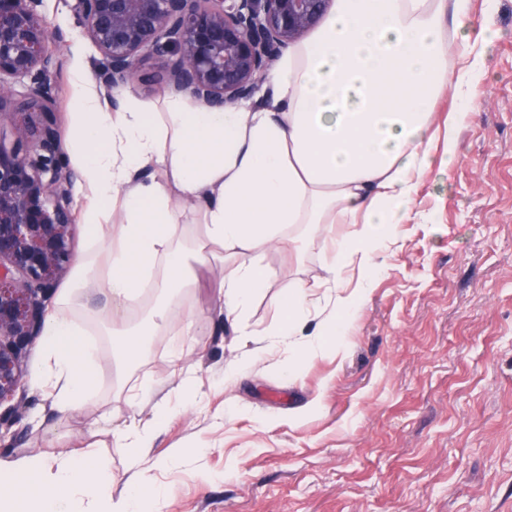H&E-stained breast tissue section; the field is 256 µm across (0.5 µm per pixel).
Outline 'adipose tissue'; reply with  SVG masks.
I'll use <instances>...</instances> for the list:
<instances>
[{"label":"adipose tissue","instance_id":"1","mask_svg":"<svg viewBox=\"0 0 512 512\" xmlns=\"http://www.w3.org/2000/svg\"><path fill=\"white\" fill-rule=\"evenodd\" d=\"M484 2L478 20L472 0H335L269 72L270 93L258 105L219 110L184 93L156 105L129 94L113 111L95 82L75 70L80 91L65 142L82 174L80 222L98 248L78 258L44 323L34 378L50 408L88 404L104 373L79 318L85 299L127 310L154 298L142 323L113 320L105 329L133 367L152 338L168 331L197 265H223L220 310L234 318L268 281L258 255L300 234L329 241L333 257L284 290L286 320L276 335L307 356L327 337L348 335L387 270L395 227L412 218L419 176L434 167L449 172L461 156L455 125L439 126L434 106L448 95L458 119L475 114V89L500 36L491 22L496 0ZM179 200L200 217L189 246L179 241ZM338 224L348 227L339 237ZM353 264L361 279L348 290L342 275ZM317 288L330 291L322 317L308 311ZM170 411L158 403L150 421L116 426L127 450V478L116 494L111 462L92 448L0 457V512H76L81 505L144 512L163 493L142 459Z\"/></svg>","mask_w":512,"mask_h":512}]
</instances>
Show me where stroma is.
I'll return each instance as SVG.
<instances>
[{"label":"stroma","mask_w":512,"mask_h":512,"mask_svg":"<svg viewBox=\"0 0 512 512\" xmlns=\"http://www.w3.org/2000/svg\"><path fill=\"white\" fill-rule=\"evenodd\" d=\"M74 5L37 7L65 34L53 78L62 132L74 62L100 59ZM494 24L501 36L485 60L477 114L459 130L462 156L449 175L421 176L414 216L398 226L389 270L344 350L299 362L283 347L247 363L241 338L220 320L224 272L200 266L168 332L153 337L141 363L104 376L86 407L42 412L33 389L39 360L28 353L19 390L26 412L0 449L94 447L124 481L127 451L109 419H150L154 403L130 410L128 391L176 365L208 393L203 406L175 408L145 458L156 484L173 490L161 512H512V0H499ZM329 256L318 239L297 254L281 246L261 255L269 280L244 315L258 341L269 343L281 321L283 289ZM237 363L233 381L216 388ZM173 448L185 456L163 467Z\"/></svg>","instance_id":"stroma-1"}]
</instances>
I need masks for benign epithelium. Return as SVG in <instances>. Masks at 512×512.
<instances>
[{
	"label": "benign epithelium",
	"mask_w": 512,
	"mask_h": 512,
	"mask_svg": "<svg viewBox=\"0 0 512 512\" xmlns=\"http://www.w3.org/2000/svg\"><path fill=\"white\" fill-rule=\"evenodd\" d=\"M38 0H0V73L27 79L21 103L0 90V405L15 401L26 350L42 332L43 298L75 255L70 173L55 120L51 84L64 40L39 16ZM331 0H76L84 35L102 56L96 79L129 85L141 56L177 59L158 76L162 90L213 108L249 99L282 50L306 36Z\"/></svg>",
	"instance_id": "7a95c632"
}]
</instances>
